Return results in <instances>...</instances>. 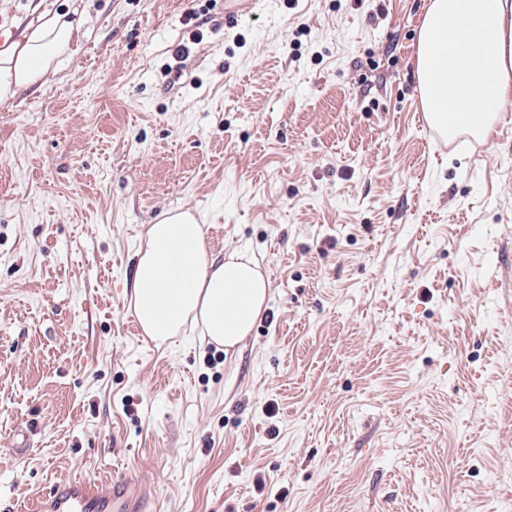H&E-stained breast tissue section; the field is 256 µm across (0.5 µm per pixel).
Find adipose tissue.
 Instances as JSON below:
<instances>
[{"mask_svg":"<svg viewBox=\"0 0 512 512\" xmlns=\"http://www.w3.org/2000/svg\"><path fill=\"white\" fill-rule=\"evenodd\" d=\"M80 29V20L56 13L0 54V103L56 68ZM416 79L436 127L487 138L497 119L492 102L512 99V0H428ZM268 294L266 278L245 254L210 255L191 213L166 212L150 226L134 274L135 315L145 335L163 342L192 324L230 348L251 333Z\"/></svg>","mask_w":512,"mask_h":512,"instance_id":"obj_1","label":"adipose tissue"}]
</instances>
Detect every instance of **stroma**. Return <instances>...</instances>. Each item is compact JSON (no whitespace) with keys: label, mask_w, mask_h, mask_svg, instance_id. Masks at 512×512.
Returning a JSON list of instances; mask_svg holds the SVG:
<instances>
[{"label":"stroma","mask_w":512,"mask_h":512,"mask_svg":"<svg viewBox=\"0 0 512 512\" xmlns=\"http://www.w3.org/2000/svg\"><path fill=\"white\" fill-rule=\"evenodd\" d=\"M272 2L0 0L82 23L0 103V512L144 467L145 512H512V120L430 138L427 0ZM185 210L269 281L228 350L134 327Z\"/></svg>","instance_id":"stroma-1"}]
</instances>
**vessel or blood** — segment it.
<instances>
[{
    "label": "vessel or blood",
    "mask_w": 512,
    "mask_h": 512,
    "mask_svg": "<svg viewBox=\"0 0 512 512\" xmlns=\"http://www.w3.org/2000/svg\"><path fill=\"white\" fill-rule=\"evenodd\" d=\"M150 471L120 475L104 483L73 481L55 486L42 502V512H142L143 496L150 488Z\"/></svg>",
    "instance_id": "1"
}]
</instances>
